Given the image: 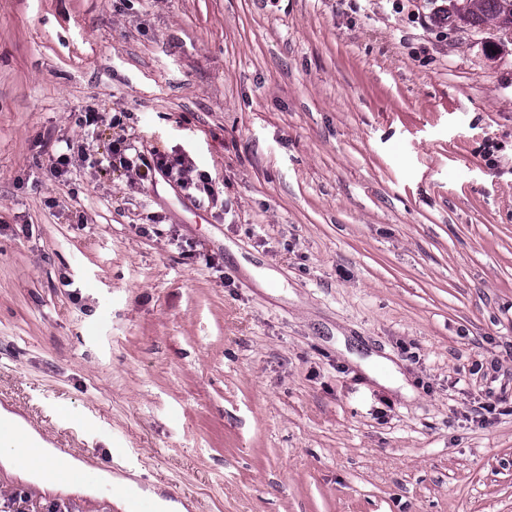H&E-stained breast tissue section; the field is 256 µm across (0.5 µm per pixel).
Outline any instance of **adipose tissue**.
<instances>
[{
    "instance_id": "adipose-tissue-1",
    "label": "adipose tissue",
    "mask_w": 512,
    "mask_h": 512,
    "mask_svg": "<svg viewBox=\"0 0 512 512\" xmlns=\"http://www.w3.org/2000/svg\"><path fill=\"white\" fill-rule=\"evenodd\" d=\"M28 434L33 443L31 450L32 462L30 465H20L11 449L4 448L0 450V469L13 474L19 480L25 482H43L46 483L49 491L81 496L94 495L99 484L107 482L112 484L116 489L114 505L118 512H124L127 499L132 495H139L154 502L158 505L160 512H186V507L183 503L166 499L162 496L157 486L141 483L132 475H114L100 471L97 472L94 479L84 482L68 484L47 482L45 477L46 468L71 464L72 459L59 449L54 448L46 437H43L36 429H29Z\"/></svg>"
}]
</instances>
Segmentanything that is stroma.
<instances>
[{
    "instance_id": "stroma-1",
    "label": "stroma",
    "mask_w": 512,
    "mask_h": 512,
    "mask_svg": "<svg viewBox=\"0 0 512 512\" xmlns=\"http://www.w3.org/2000/svg\"><path fill=\"white\" fill-rule=\"evenodd\" d=\"M430 11L0 0V406L192 512H512V34ZM110 153L113 167L131 171L141 181L152 180L157 174L166 176L198 205L217 206L219 190L215 181L207 172L198 171L184 154L148 150L120 136L112 140Z\"/></svg>"
}]
</instances>
